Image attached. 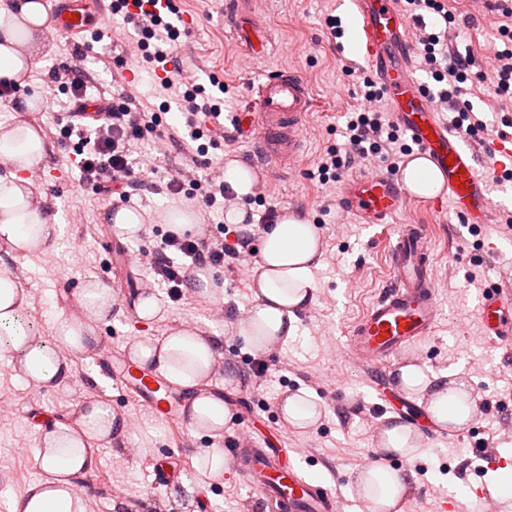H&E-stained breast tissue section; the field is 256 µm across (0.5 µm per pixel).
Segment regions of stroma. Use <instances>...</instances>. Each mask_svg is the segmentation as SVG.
Listing matches in <instances>:
<instances>
[{
	"label": "stroma",
	"instance_id": "stroma-1",
	"mask_svg": "<svg viewBox=\"0 0 512 512\" xmlns=\"http://www.w3.org/2000/svg\"><path fill=\"white\" fill-rule=\"evenodd\" d=\"M225 0H176L181 14L195 18L193 32L182 35L174 53V65L191 75L208 94L224 96V128L232 130L234 112L247 106L250 87L268 72L290 68L309 83L317 101L305 130L301 164L293 172L279 173L265 184L262 193L248 200H234V207L260 219L268 209L288 210L317 225L324 242L322 264L314 269L315 301L298 314L297 333L288 344L264 353L265 376L251 386L252 349L237 335L242 314L254 304L251 276L223 270L224 287L207 298L186 289L182 300L168 297L164 285L152 272L120 266L113 250L115 227L110 208L83 183L71 150L58 143L53 115L65 98L50 95V73L60 64H72L69 38L45 39L41 64L34 69L26 95L47 98L46 107L33 112H0V125L23 120L38 127L52 147L42 180L35 187L58 212L64 226L57 243L49 248L7 256L0 260L30 295L23 317L36 335L51 340L58 316L81 313L79 290L95 277L110 286L116 297L111 316L99 325V345L73 358L72 378L63 389H38L16 377L7 352L0 351V395L13 401V409L0 418V512H10L13 497L37 480L40 470L35 453L41 434L55 424L76 425L81 403L96 400L111 405L120 415L132 414L139 423L130 428L125 441L102 444L96 468L78 481L90 512H150L154 503H164L167 512H257L256 492L236 469H228L222 481L193 496L154 485V462H168L175 473L196 480V459L209 448H224L242 426L255 438L287 437L295 448L306 474L322 481L343 501V512H366L355 486L358 472L377 453V430L395 419L382 412L373 393L360 381V374L344 356L342 347L353 323L380 296L386 277L389 242L399 225H427L434 252L435 282L440 321L434 336L408 356L428 376H448L471 389L475 400L489 403L490 413L480 415L472 432L455 442L424 439L422 448L409 456L394 455L392 467L412 473L410 491L418 512H434L438 494L454 499L462 512H486L475 489L487 484L494 492L495 512H512V355L485 342L472 315L478 294L487 283L512 287V231L500 222L472 231L453 211L433 214L416 203L390 224L364 227L352 223L339 202L338 183H321L313 178L327 152L342 150L343 131L349 113L364 108L360 94L364 73L355 55L354 21L343 0H257L256 9L267 31L265 51L255 56L233 37L224 21ZM449 13L460 34L459 50L468 52L477 72L486 70L495 50L502 48L498 29L500 13L482 10L476 23L466 21L464 0H447ZM335 16L342 37L331 36L328 16ZM96 55L84 67L90 77L86 94L116 97L133 92L146 109L160 111L163 122H178L175 111L164 110L163 98L151 76H143L132 88L121 80L119 53L111 41L95 47ZM468 100L486 128L475 138L511 135L503 114L490 95L487 82L471 78L464 89ZM149 183L137 190L131 206L145 217L141 235L126 238L130 250L160 245L169 225L170 209L195 212L199 223L218 227L225 220L219 213H204L197 204L164 190L162 174H152ZM480 273L470 282L471 273ZM152 293L160 307L157 318L139 320L140 296ZM192 325L201 335L218 337L224 361L233 363L240 381L229 386L223 371L209 381V391L221 396L230 413L223 437L192 434L187 426H171L107 382L95 381L89 362L104 355L111 358L127 350L135 339H158L171 329ZM307 391L321 408L319 423L305 431L286 429L279 412L284 395ZM487 445L505 459L497 469L488 468L471 449Z\"/></svg>",
	"mask_w": 512,
	"mask_h": 512
}]
</instances>
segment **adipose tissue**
Instances as JSON below:
<instances>
[{
    "label": "adipose tissue",
    "instance_id": "adipose-tissue-1",
    "mask_svg": "<svg viewBox=\"0 0 512 512\" xmlns=\"http://www.w3.org/2000/svg\"><path fill=\"white\" fill-rule=\"evenodd\" d=\"M50 23L43 0H0V79L26 85L42 51V34ZM47 143L36 127L16 121L0 126V243L27 252L53 245L62 226L27 178L31 168L44 165ZM322 259L315 225L293 214H283L262 234L255 262L252 291L255 303L238 330L253 350L268 352L297 332V314L315 300L312 270ZM29 304L28 293L7 272H0V350L8 352L19 377L38 388L66 387L72 376V358L100 342L98 325L115 304L112 290L100 280L81 291L83 319L59 317L53 341H45L17 326ZM129 352L142 365L154 368L188 391L209 380L221 357L216 339L194 327L180 326L162 338L138 339ZM396 379L404 389L427 394V410L442 429H456L472 417L475 402L464 383L428 378L421 367H400ZM188 427L195 433L219 438L229 416L222 401L198 395L185 409ZM125 417L99 402L83 403L76 426H54L44 433L36 460L41 477L13 501L12 512H88L77 491L79 477L97 463L94 444L126 437ZM408 474L371 466L359 472L357 488L367 512H402Z\"/></svg>",
    "mask_w": 512,
    "mask_h": 512
}]
</instances>
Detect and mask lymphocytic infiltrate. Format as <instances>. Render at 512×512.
<instances>
[{
    "instance_id": "f902f5d3",
    "label": "lymphocytic infiltrate",
    "mask_w": 512,
    "mask_h": 512,
    "mask_svg": "<svg viewBox=\"0 0 512 512\" xmlns=\"http://www.w3.org/2000/svg\"><path fill=\"white\" fill-rule=\"evenodd\" d=\"M161 9V0H138V10L133 13L128 11L126 0H112L113 13L122 15L124 24L152 41L153 47L145 51L143 60L151 69L165 71L162 85L169 89L179 77L169 64L180 33L164 23ZM418 46L431 78L440 85L435 93L436 99L452 107V129L465 135H476L483 124L476 118L469 102L461 98V86L471 74L470 58L462 55L458 49L449 48L435 32H421ZM53 77L59 88L72 92V105L64 112V122L60 128L61 136L67 137L72 133V121L77 120L84 110L83 90L87 76L78 62L77 65L54 70ZM103 113L105 123L94 126L93 146L81 152L77 166L93 190L117 197L119 202L126 204L131 199L132 190L138 189L144 175L152 168L148 160L137 166L132 164L128 158L131 141L146 133L155 134L163 141H174L178 134L162 128L158 114L144 110L135 96L129 93L123 95L121 101L105 106ZM180 114L188 137L197 143V157L187 167L170 175L166 189L173 195L187 193L189 199L202 209L223 210L225 200L233 198L234 193L223 175L202 172L200 162L201 157L217 147L223 137L219 131L210 137L204 134L208 121L219 117L220 106L212 98L200 96L198 90L188 89L180 99ZM346 134L350 154L342 157L337 152H328L318 165L321 179H329L343 164L353 163L355 159H363L371 154L381 155L388 172L393 173L398 169L399 159L411 151L410 146L401 141L397 127L386 121L378 110L354 113L347 122ZM277 221L278 212L271 209L265 214L262 224ZM262 224L253 225L231 239L167 232L160 251L151 257L149 265L161 283L167 286L170 298L181 300L183 290L190 284L195 271L219 270L246 262L252 255V241L259 234Z\"/></svg>"
}]
</instances>
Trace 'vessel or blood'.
Instances as JSON below:
<instances>
[{
  "label": "vessel or blood",
  "mask_w": 512,
  "mask_h": 512,
  "mask_svg": "<svg viewBox=\"0 0 512 512\" xmlns=\"http://www.w3.org/2000/svg\"><path fill=\"white\" fill-rule=\"evenodd\" d=\"M349 5L357 21L360 66L383 93L393 123L410 138L412 157L429 160L442 174L441 191L426 199V206L436 212L452 207L472 228L491 223L497 209L491 185L512 170V138L493 142L500 161L495 170H484L480 151L439 120L415 75L414 22L398 9L396 0H349ZM51 10L56 34L72 39L106 21V0H52ZM224 17L241 43L247 26L257 21L250 0H227ZM314 108L313 93L297 72L275 71L257 84L250 105L235 113V134L253 143L265 172L290 168L302 158L303 131ZM340 197L353 223L370 225L388 223L415 195L401 176L375 173L346 179ZM474 316L484 339L512 350L511 289L498 283L485 288ZM439 317L428 238L419 225H401L390 251L386 290L352 327L344 352L364 385L372 386L383 367L435 332ZM96 367L162 420L183 421L184 403L165 393L160 376L127 357L119 363L101 359ZM230 454L269 512H341V500L312 482L299 460L286 459L282 449L258 444L231 449Z\"/></svg>",
  "instance_id": "vessel-or-blood-1"
}]
</instances>
